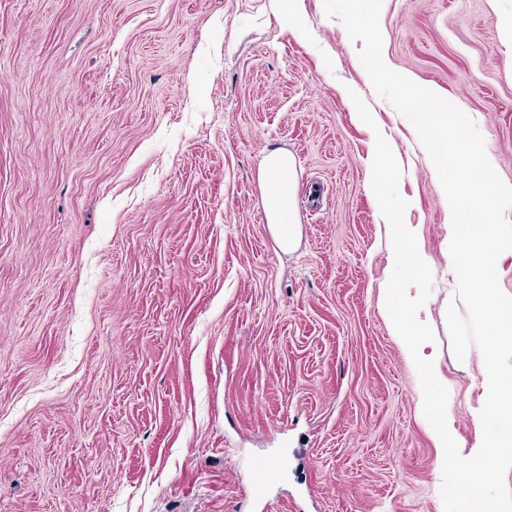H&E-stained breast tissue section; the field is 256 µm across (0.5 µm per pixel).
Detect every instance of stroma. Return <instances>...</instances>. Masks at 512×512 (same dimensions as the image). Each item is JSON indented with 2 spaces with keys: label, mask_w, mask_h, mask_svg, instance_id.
<instances>
[{
  "label": "stroma",
  "mask_w": 512,
  "mask_h": 512,
  "mask_svg": "<svg viewBox=\"0 0 512 512\" xmlns=\"http://www.w3.org/2000/svg\"><path fill=\"white\" fill-rule=\"evenodd\" d=\"M380 27L512 183V0H383ZM357 49L324 0H0V512H444L380 302L375 132L466 449L483 356L450 344L444 190ZM274 150L289 253L259 181ZM292 163L287 154L275 151L265 162V206L274 224H296L291 202Z\"/></svg>",
  "instance_id": "stroma-1"
}]
</instances>
